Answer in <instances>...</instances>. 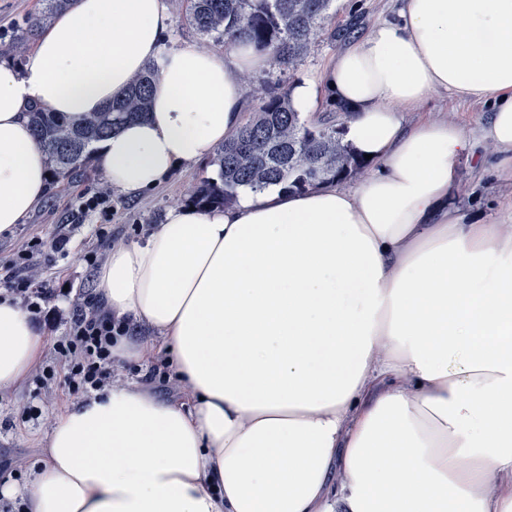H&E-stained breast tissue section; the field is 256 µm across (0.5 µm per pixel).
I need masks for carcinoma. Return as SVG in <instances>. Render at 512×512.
I'll return each instance as SVG.
<instances>
[{"label": "carcinoma", "mask_w": 512, "mask_h": 512, "mask_svg": "<svg viewBox=\"0 0 512 512\" xmlns=\"http://www.w3.org/2000/svg\"><path fill=\"white\" fill-rule=\"evenodd\" d=\"M184 21L206 47L224 48L237 41L267 54L279 73L293 72L317 44L332 0H188ZM70 0H43L7 42L0 41V58L21 51L28 38L67 8ZM155 65L131 82L123 98L106 110L79 122L43 108L27 112L32 132L44 147L50 179L59 182L80 174L92 176L94 146L120 125L147 115ZM245 90L251 109L237 134L218 147L185 203L199 208L234 203L244 189L258 192L271 184L287 191L357 179L366 165L339 136L336 117L308 122L294 107L291 88L282 78L256 84L248 77Z\"/></svg>", "instance_id": "obj_1"}]
</instances>
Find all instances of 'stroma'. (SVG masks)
<instances>
[{
  "instance_id": "1",
  "label": "stroma",
  "mask_w": 512,
  "mask_h": 512,
  "mask_svg": "<svg viewBox=\"0 0 512 512\" xmlns=\"http://www.w3.org/2000/svg\"><path fill=\"white\" fill-rule=\"evenodd\" d=\"M401 0H333L327 32L321 35L309 56L298 67L295 82L318 77L328 61L350 41L359 40L378 21L394 18ZM351 29L350 38L333 40L329 31ZM423 111L464 126L487 119L488 107L479 103H461L449 94H433ZM202 164L178 167L159 187L136 197L109 190L104 175L89 180L82 176L60 184H48L46 193L26 223L13 235L0 237V266L9 262L29 240H51L68 233L66 254L45 251L35 270L39 286L52 289L44 303L38 325L47 341H54L65 328L71 304L81 293L94 289L96 271L85 257L95 251L107 255L117 240L143 237L153 225L163 223L169 207L183 197L202 172ZM512 200V181L498 178L477 164L462 162L461 182L455 204L465 217H491L503 203ZM31 381L0 392V456L19 464L18 475L0 472V483L15 480L25 485L40 456L42 437L51 423L54 410L69 401L71 395L63 378H56L51 390L42 397L41 417L27 419L22 408L30 399Z\"/></svg>"
}]
</instances>
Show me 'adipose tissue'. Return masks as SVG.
Listing matches in <instances>:
<instances>
[{
  "label": "adipose tissue",
  "instance_id": "ef3b65f1",
  "mask_svg": "<svg viewBox=\"0 0 512 512\" xmlns=\"http://www.w3.org/2000/svg\"><path fill=\"white\" fill-rule=\"evenodd\" d=\"M166 0H75L21 67L0 63V236L43 198L32 107L78 120L158 72L145 119L96 146L138 196L238 131L268 56L235 44L166 51ZM485 104L470 126L399 115L434 92ZM327 96L375 167L351 187L246 190L224 209L172 206L113 243L96 292L117 365L167 362L182 393L134 380L54 414L24 512H512V225L465 219L460 159L493 146L512 179V0H402L340 51L295 108ZM45 338L0 295V391Z\"/></svg>",
  "mask_w": 512,
  "mask_h": 512
}]
</instances>
